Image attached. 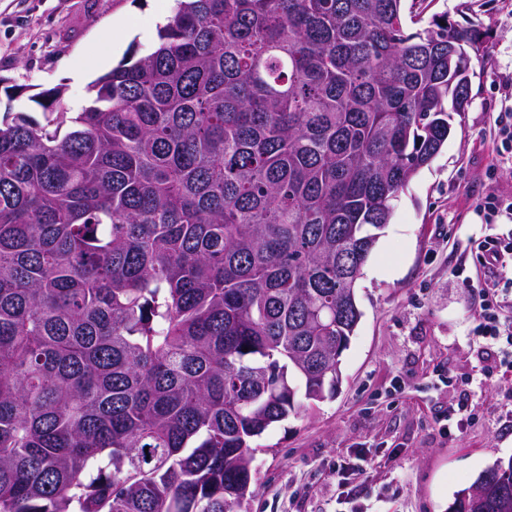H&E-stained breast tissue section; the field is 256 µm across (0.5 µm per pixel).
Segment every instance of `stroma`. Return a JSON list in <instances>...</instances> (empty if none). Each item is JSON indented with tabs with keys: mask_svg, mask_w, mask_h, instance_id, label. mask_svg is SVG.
I'll use <instances>...</instances> for the list:
<instances>
[{
	"mask_svg": "<svg viewBox=\"0 0 512 512\" xmlns=\"http://www.w3.org/2000/svg\"><path fill=\"white\" fill-rule=\"evenodd\" d=\"M161 0H0V117L44 114L32 101L50 88L60 112L92 97L75 71L93 69L107 26L157 27ZM408 30L435 14L488 33L472 55L470 103L430 166L409 183L358 283L362 318L341 357L335 396L267 430L257 444L259 488L250 512H445L496 460L512 459V375L478 385L468 375L498 348L473 337L481 299L473 285L496 277L512 289V259L477 262L489 194L512 195V150L497 123L512 114V0H404ZM465 401L475 418L445 433L448 408ZM364 456L356 504L336 491L337 461Z\"/></svg>",
	"mask_w": 512,
	"mask_h": 512,
	"instance_id": "obj_1",
	"label": "stroma"
}]
</instances>
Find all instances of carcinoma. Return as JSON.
Masks as SVG:
<instances>
[{
	"label": "carcinoma",
	"instance_id": "obj_1",
	"mask_svg": "<svg viewBox=\"0 0 512 512\" xmlns=\"http://www.w3.org/2000/svg\"><path fill=\"white\" fill-rule=\"evenodd\" d=\"M401 2L177 0L65 135L0 120V512H247L254 439L336 393L378 235L470 102L485 34ZM473 486L499 512L512 460Z\"/></svg>",
	"mask_w": 512,
	"mask_h": 512
}]
</instances>
